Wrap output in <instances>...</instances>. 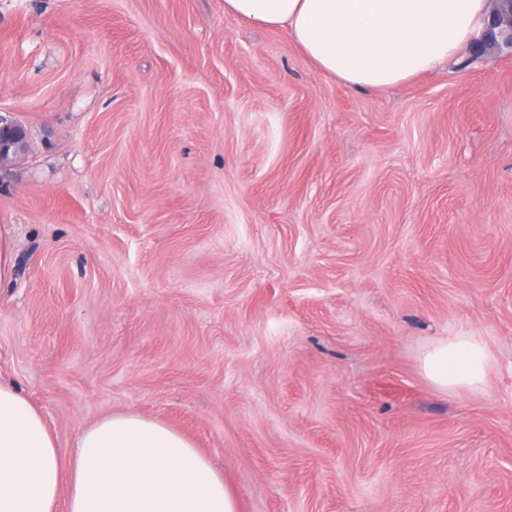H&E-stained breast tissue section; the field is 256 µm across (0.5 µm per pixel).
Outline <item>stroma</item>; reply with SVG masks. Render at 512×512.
<instances>
[{
	"label": "stroma",
	"instance_id": "35a3bbf8",
	"mask_svg": "<svg viewBox=\"0 0 512 512\" xmlns=\"http://www.w3.org/2000/svg\"><path fill=\"white\" fill-rule=\"evenodd\" d=\"M383 90L224 0H0V379L186 436L238 512H512V56ZM467 330L486 392L424 375ZM27 129L10 116L0 114V164L10 156L22 153L27 140ZM15 267L14 240L10 229L0 226V288L9 283Z\"/></svg>",
	"mask_w": 512,
	"mask_h": 512
}]
</instances>
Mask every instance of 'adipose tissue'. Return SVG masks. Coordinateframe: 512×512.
Listing matches in <instances>:
<instances>
[{
	"mask_svg": "<svg viewBox=\"0 0 512 512\" xmlns=\"http://www.w3.org/2000/svg\"><path fill=\"white\" fill-rule=\"evenodd\" d=\"M226 12L287 29L325 74L381 89L454 57L484 25L486 0H224ZM422 369L441 390H485L494 358L470 332L432 341ZM0 512H237L183 435L137 415L107 416L61 453L39 410L0 381Z\"/></svg>",
	"mask_w": 512,
	"mask_h": 512,
	"instance_id": "1",
	"label": "adipose tissue"
}]
</instances>
